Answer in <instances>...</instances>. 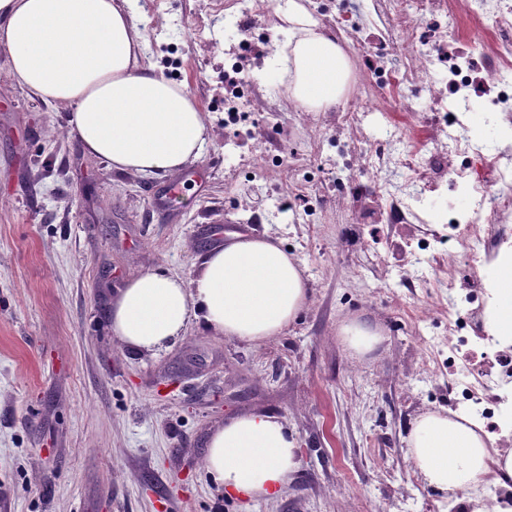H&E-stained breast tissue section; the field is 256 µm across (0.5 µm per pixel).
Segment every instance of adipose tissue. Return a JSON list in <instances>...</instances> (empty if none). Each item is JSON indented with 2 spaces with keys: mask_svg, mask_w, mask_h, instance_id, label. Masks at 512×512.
<instances>
[{
  "mask_svg": "<svg viewBox=\"0 0 512 512\" xmlns=\"http://www.w3.org/2000/svg\"><path fill=\"white\" fill-rule=\"evenodd\" d=\"M285 41L277 56L290 93L307 109L336 107L349 79L333 34L301 0L277 11ZM0 46L10 77L67 110L85 149L120 170L145 175L181 168L206 141L205 115L186 85L140 67L143 43L120 0H0ZM308 304L303 272L278 240L235 237L208 254L190 281L161 271L132 280L112 303L114 337L152 352L205 320L226 337L260 344L278 336ZM490 435L463 414L426 412L408 437L409 461L426 484L455 499L490 471L512 477V451L492 455ZM298 440L278 416L229 421L210 438L207 474L226 495L270 501L298 467Z\"/></svg>",
  "mask_w": 512,
  "mask_h": 512,
  "instance_id": "ef3b65f1",
  "label": "adipose tissue"
}]
</instances>
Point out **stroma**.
Segmentation results:
<instances>
[{
	"instance_id": "obj_1",
	"label": "stroma",
	"mask_w": 512,
	"mask_h": 512,
	"mask_svg": "<svg viewBox=\"0 0 512 512\" xmlns=\"http://www.w3.org/2000/svg\"><path fill=\"white\" fill-rule=\"evenodd\" d=\"M211 0H132L156 74L187 83L206 115L198 158L174 171H121L89 155L67 111L31 96L8 76L0 48V512H466L436 497L408 459L407 439L426 411L448 412V374L431 375L418 333L443 336L448 317L425 311L409 288L404 225L353 224L336 206L337 137L363 151L367 133L332 126L331 111L278 108L284 83L269 45L248 68L264 73L269 117L224 123V50L237 30L195 35ZM492 103L454 113L482 140L512 139L490 122ZM264 133L283 169L250 167ZM307 178L294 195L284 171ZM177 184V202L166 192ZM426 204L439 238L419 251L434 273L448 249V223L471 216V196L441 178ZM271 236L304 268L309 303L279 336L260 345L193 322L155 352L116 340L108 308L121 288L150 270L197 276L230 235ZM360 319L385 340L355 357L337 336ZM254 413L284 419L299 466L277 500L228 498L205 471L207 441Z\"/></svg>"
}]
</instances>
